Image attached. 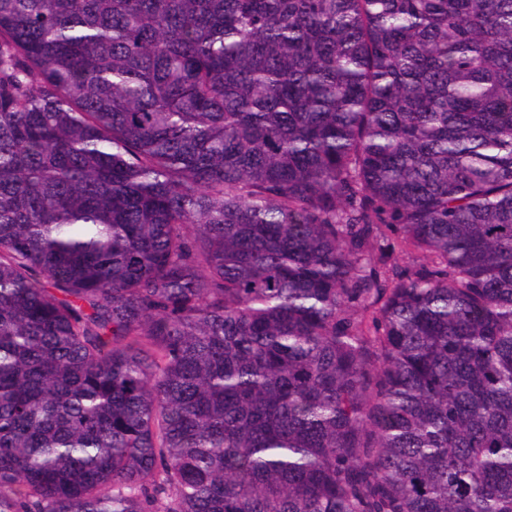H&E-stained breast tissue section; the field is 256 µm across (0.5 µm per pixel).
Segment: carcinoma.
<instances>
[{
    "label": "carcinoma",
    "instance_id": "cac0c4a2",
    "mask_svg": "<svg viewBox=\"0 0 512 512\" xmlns=\"http://www.w3.org/2000/svg\"><path fill=\"white\" fill-rule=\"evenodd\" d=\"M160 500L512 512V0H0V512Z\"/></svg>",
    "mask_w": 512,
    "mask_h": 512
}]
</instances>
